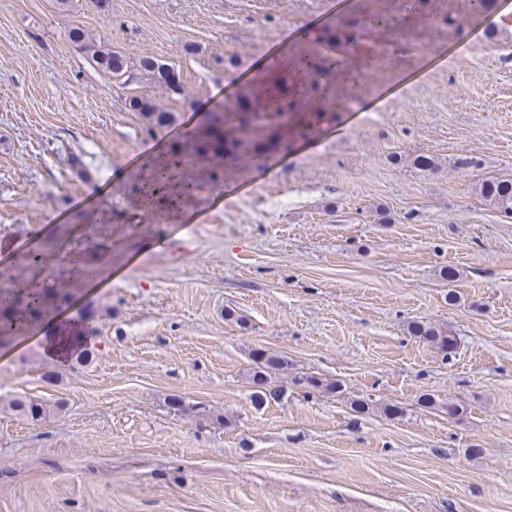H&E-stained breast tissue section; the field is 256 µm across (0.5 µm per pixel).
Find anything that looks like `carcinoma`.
<instances>
[{"label":"carcinoma","mask_w":512,"mask_h":512,"mask_svg":"<svg viewBox=\"0 0 512 512\" xmlns=\"http://www.w3.org/2000/svg\"><path fill=\"white\" fill-rule=\"evenodd\" d=\"M361 19L359 14L346 15L338 20L336 27L314 32L310 36L311 48L307 56L294 57V65L277 74L259 75L254 83L242 90L239 95L241 110L230 114L222 106L209 109L201 124L184 142L174 145L164 159L150 168L145 179L130 187L143 209L155 210L164 200L174 202L192 192L189 187L176 191L172 186L175 174L192 157L208 156L225 163L249 151L253 159L268 161L276 154L288 151L292 140L306 137L322 114L336 104L334 83H329L323 90L319 88L327 75L328 58L318 53L316 46L336 48L337 44L349 40L353 32L360 31L357 22ZM66 36L77 51L90 56L106 75L119 77L128 71V61L123 55L90 36L80 25H69ZM139 68L151 82L173 92L179 91L177 76L169 65L146 57L139 61ZM128 109L141 116L149 135L174 121L172 113L160 109L147 96H130ZM478 195L489 207L512 217V178L484 179L478 187ZM66 297L63 288H10L0 292V347L12 343L20 325L40 319L52 307H60ZM409 330L441 353L447 354L456 347V339L435 324L414 321ZM58 343L64 350L62 356L72 363L83 365L94 358L93 351L73 346L69 331L59 335ZM286 369L288 360L285 358L267 350L253 352L251 397L256 407L280 397V391L270 386V379L272 374ZM294 384L327 393L340 389L337 383L314 376H300L294 379ZM8 408L33 420L49 413L46 403L27 396L13 398Z\"/></svg>","instance_id":"cac0c4a2"}]
</instances>
